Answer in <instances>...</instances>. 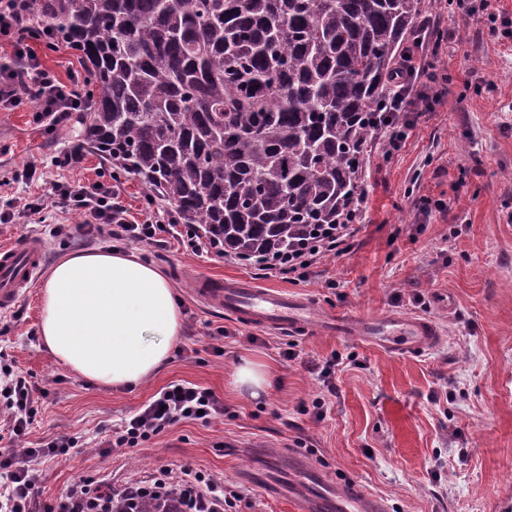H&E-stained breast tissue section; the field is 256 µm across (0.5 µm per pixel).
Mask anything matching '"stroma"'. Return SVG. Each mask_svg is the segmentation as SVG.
<instances>
[{
    "label": "stroma",
    "mask_w": 512,
    "mask_h": 512,
    "mask_svg": "<svg viewBox=\"0 0 512 512\" xmlns=\"http://www.w3.org/2000/svg\"><path fill=\"white\" fill-rule=\"evenodd\" d=\"M443 41L433 60L448 73L435 111H411L414 130L399 155L366 157L368 220L353 249L325 259L306 281L266 278L216 255L197 256L177 239L164 249L136 247L172 283L185 322L168 362L150 380L112 390L59 363L39 331L41 300L32 288L15 313L0 315V351L46 396L28 440L70 434L83 447L41 465L37 491L56 496L85 477L115 486L155 469L188 466L244 489L232 512H290L292 494L357 483L380 495L388 512H512V44L457 11L453 0H424ZM0 108V244L28 239L35 220L76 224L57 206L39 217L20 213L21 198L49 199L54 184L114 187L129 221L143 223L149 203L142 180L116 174L85 150L75 167L55 156L81 141L76 120L46 128L21 86ZM444 211L419 213L420 198ZM237 277L296 291L324 311L379 317L406 312L431 318L445 338L421 355H390L356 340L311 332L273 334L208 311L192 300V280ZM229 336L215 338L217 328ZM295 358H288V351ZM339 354L335 395L307 367ZM266 365L269 387L237 391L242 360ZM193 383L212 389L223 416L184 422L126 451L97 443L162 388ZM324 398L326 415L310 408Z\"/></svg>",
    "instance_id": "obj_1"
}]
</instances>
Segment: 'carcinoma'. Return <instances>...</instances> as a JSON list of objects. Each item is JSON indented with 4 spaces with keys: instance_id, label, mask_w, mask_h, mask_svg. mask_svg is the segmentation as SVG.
Masks as SVG:
<instances>
[{
    "instance_id": "carcinoma-1",
    "label": "carcinoma",
    "mask_w": 512,
    "mask_h": 512,
    "mask_svg": "<svg viewBox=\"0 0 512 512\" xmlns=\"http://www.w3.org/2000/svg\"><path fill=\"white\" fill-rule=\"evenodd\" d=\"M90 74L84 144L238 257L338 223L421 0H34ZM106 512H182L174 497Z\"/></svg>"
}]
</instances>
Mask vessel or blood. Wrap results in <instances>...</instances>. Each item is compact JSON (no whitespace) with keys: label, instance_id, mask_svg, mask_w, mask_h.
I'll use <instances>...</instances> for the list:
<instances>
[{"label":"vessel or blood","instance_id":"vessel-or-blood-1","mask_svg":"<svg viewBox=\"0 0 512 512\" xmlns=\"http://www.w3.org/2000/svg\"><path fill=\"white\" fill-rule=\"evenodd\" d=\"M44 251L28 241L0 248V312L26 297L40 277ZM192 296L208 310L280 334L328 335L355 338L390 354L431 350L441 336L436 324L420 315L392 313L383 318L321 311L300 294L264 288L244 279L193 281ZM293 512H387L384 500L357 484L339 485L332 492L316 490L296 498Z\"/></svg>","mask_w":512,"mask_h":512}]
</instances>
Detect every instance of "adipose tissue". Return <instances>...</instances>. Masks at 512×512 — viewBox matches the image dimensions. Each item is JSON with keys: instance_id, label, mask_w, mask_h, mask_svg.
Segmentation results:
<instances>
[{"instance_id": "ef3b65f1", "label": "adipose tissue", "mask_w": 512, "mask_h": 512, "mask_svg": "<svg viewBox=\"0 0 512 512\" xmlns=\"http://www.w3.org/2000/svg\"><path fill=\"white\" fill-rule=\"evenodd\" d=\"M40 331L51 353L78 376L125 388L166 363L183 316L158 268L129 251L84 250L50 269Z\"/></svg>"}]
</instances>
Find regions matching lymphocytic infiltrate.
Segmentation results:
<instances>
[{"label": "lymphocytic infiltrate", "mask_w": 512, "mask_h": 512, "mask_svg": "<svg viewBox=\"0 0 512 512\" xmlns=\"http://www.w3.org/2000/svg\"><path fill=\"white\" fill-rule=\"evenodd\" d=\"M34 12L33 0H0V38L8 41L16 58L23 60V70L9 71L8 81H21L39 100L35 121H57L59 114L70 115L82 111L89 95L82 92L78 82H60L45 68L32 44L45 41L43 28L34 26L30 18ZM432 20L422 14L412 43L402 49L391 80L395 88L389 94V122L374 130L372 140L380 144L385 158H392L404 147L412 126L405 119L415 98L419 77L444 84L447 74L435 70L432 60L440 45L433 42ZM58 204L77 212L82 217L78 228L66 224H46L42 235L53 240L70 242L80 238L88 242L129 240L155 247L164 246L167 237L180 239L194 254H223L224 246L199 233L188 225L162 220L142 224L128 221L119 195L111 188L96 183L90 186L58 183L53 187ZM367 196H360L350 207L340 224L314 230L295 242L288 251L259 261L257 267L265 276H288L302 281L329 256L349 251L357 242L367 220ZM35 388L20 375L12 360L0 352V410L8 418V451L0 453V512H105L110 494L102 481L83 478L69 485L50 499L40 498L35 490L38 467L49 460L67 457L77 447V437L61 435L28 445L27 436L38 414L34 399ZM224 405L211 389L192 384L174 383L162 388L131 418L112 431L103 445L115 450L135 448L160 436L177 424L189 421L208 423L223 415ZM124 495L142 497L163 495L177 497L184 512H226L242 500V493L233 486L184 466L179 469L160 467L143 481L123 490Z\"/></svg>", "instance_id": "1"}]
</instances>
